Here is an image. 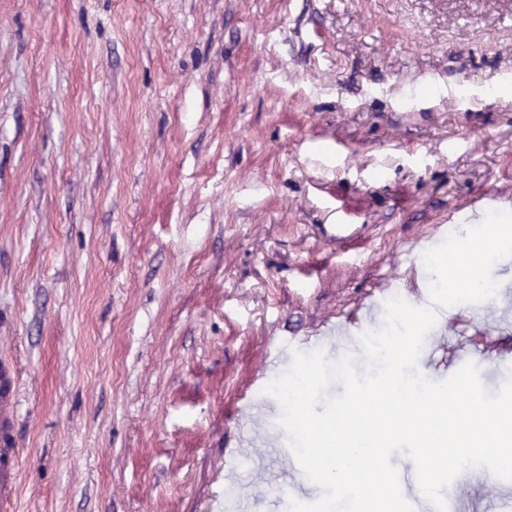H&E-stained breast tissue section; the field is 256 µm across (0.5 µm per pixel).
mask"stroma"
<instances>
[{
  "instance_id": "obj_1",
  "label": "stroma",
  "mask_w": 512,
  "mask_h": 512,
  "mask_svg": "<svg viewBox=\"0 0 512 512\" xmlns=\"http://www.w3.org/2000/svg\"><path fill=\"white\" fill-rule=\"evenodd\" d=\"M467 98H459L460 86ZM512 0H0V363L14 512H280L273 358L335 360L512 206ZM423 360L512 378L506 306ZM447 372L438 373L445 380ZM484 469L462 512H512ZM16 392L11 369L0 365V508L13 509V494L18 475L16 439Z\"/></svg>"
}]
</instances>
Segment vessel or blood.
<instances>
[{
  "label": "vessel or blood",
  "mask_w": 512,
  "mask_h": 512,
  "mask_svg": "<svg viewBox=\"0 0 512 512\" xmlns=\"http://www.w3.org/2000/svg\"><path fill=\"white\" fill-rule=\"evenodd\" d=\"M16 392L12 371L0 365V512H11L18 475L16 439Z\"/></svg>",
  "instance_id": "b4317fda"
}]
</instances>
